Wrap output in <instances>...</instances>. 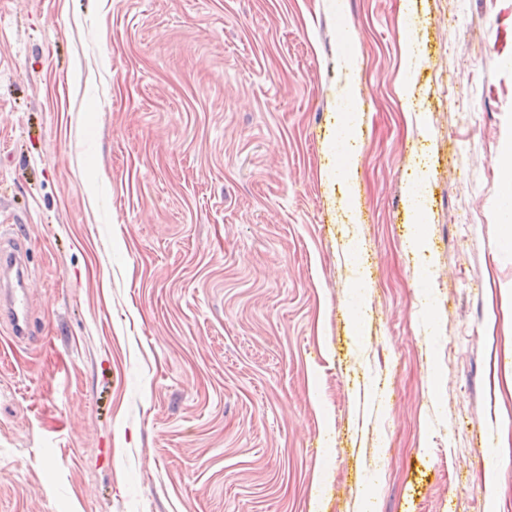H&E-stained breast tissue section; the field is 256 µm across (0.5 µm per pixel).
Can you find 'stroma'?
Wrapping results in <instances>:
<instances>
[{"label":"stroma","mask_w":512,"mask_h":512,"mask_svg":"<svg viewBox=\"0 0 512 512\" xmlns=\"http://www.w3.org/2000/svg\"><path fill=\"white\" fill-rule=\"evenodd\" d=\"M510 138L512 0H0V512H512ZM359 107L352 100L348 99L345 104V112H343V119L336 131V158L338 163L336 165V177H347L354 168V153L352 133L357 125L359 119ZM412 211L414 214L415 231L413 234L416 244H422L426 239L425 224H427V209L422 192L412 191ZM2 237L12 240V244L5 246ZM0 276L4 271L16 269V282L12 288L0 289V319L6 318L10 327L11 338L15 342H22L29 336L30 328V290L27 288L23 273L20 270L22 252L27 249L28 244L14 238L10 233L0 230Z\"/></svg>","instance_id":"obj_1"}]
</instances>
